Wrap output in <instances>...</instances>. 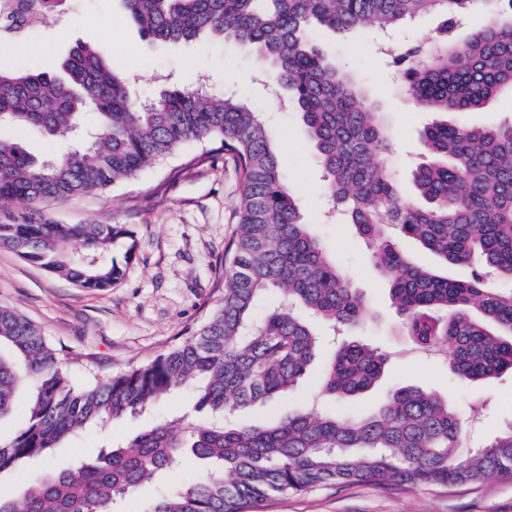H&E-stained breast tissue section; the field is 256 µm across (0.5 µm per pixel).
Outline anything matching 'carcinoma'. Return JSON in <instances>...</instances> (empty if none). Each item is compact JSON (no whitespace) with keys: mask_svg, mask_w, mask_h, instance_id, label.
I'll return each instance as SVG.
<instances>
[{"mask_svg":"<svg viewBox=\"0 0 512 512\" xmlns=\"http://www.w3.org/2000/svg\"><path fill=\"white\" fill-rule=\"evenodd\" d=\"M66 0H0V40L23 38L55 19ZM150 43L202 36L233 42L262 61L286 92L314 144L332 215L367 240L407 335L448 346L450 370L480 381L512 374V290L486 288L412 262L393 237L418 242L447 265H475L512 280V121L493 127L448 123L512 90V0H121ZM491 21L460 45H410L405 82L436 115L420 132L428 161L413 180L427 205L402 200L383 157L390 135L352 74L326 54L317 29L386 33L423 15L453 23L475 8ZM94 127L85 128L87 113ZM83 138L38 159L0 139V246L87 291L114 285L122 270L112 246L131 233L117 224H53L40 207L104 190L192 140L214 139L242 176L239 222L222 269L224 293L206 324L152 362L92 386L75 387L41 330L0 306V419L28 394L27 418L0 445V471L44 462L17 489L0 492V512H112L164 471L187 460L209 467L144 512H252L272 497L322 485L474 486L512 475V426L481 447L465 444L461 413L439 394L397 387L375 412L349 420L299 411L236 425L228 409L264 405L292 391L323 345L310 319L343 330L367 314L363 298L308 230L284 182L271 130L236 96L188 89L143 103L128 79L90 43L52 65L0 68V127ZM263 317L253 309L270 291ZM387 355L357 341L322 366L321 384L351 397L383 375ZM187 384L209 421L161 423L63 470L50 449L88 427H105L172 396Z\"/></svg>","mask_w":512,"mask_h":512,"instance_id":"carcinoma-1","label":"carcinoma"}]
</instances>
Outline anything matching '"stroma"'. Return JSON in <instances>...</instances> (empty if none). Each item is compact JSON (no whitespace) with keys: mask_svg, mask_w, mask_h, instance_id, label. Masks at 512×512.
Returning a JSON list of instances; mask_svg holds the SVG:
<instances>
[{"mask_svg":"<svg viewBox=\"0 0 512 512\" xmlns=\"http://www.w3.org/2000/svg\"><path fill=\"white\" fill-rule=\"evenodd\" d=\"M441 18L422 16L390 34L392 54L380 53L373 35L319 32L318 40L337 63L354 67L369 104L391 131L385 161L410 203L420 197L410 179L425 158L419 132L429 118L403 87L394 56L407 45L427 46L440 39ZM89 42L127 74L138 100H151L165 86L198 88L209 81L236 93L262 112L269 125L286 182L298 198L309 229L327 248L337 267L361 292L366 320L346 339L379 346L388 356L382 380L372 390L346 398L323 393L320 369L312 367L288 395L271 405L238 409L232 421L255 424L267 414L314 408L346 420L377 406L399 386L435 390L463 415H475L474 440L492 438L512 426V375L471 382L457 377L444 357L424 351L407 336L389 299V285L374 264L369 245L352 225L328 218L331 202L298 112L267 92L262 63L244 48L203 37L177 45H149L126 19L120 0H74L55 24L34 26L23 44L0 41V65L37 67ZM242 183L231 156L213 142L190 141L173 155L111 187L44 207L58 224H122L136 240L133 254L123 245L112 255L123 271L105 291H83L44 268L0 248V304L32 320L47 341L66 350L72 382L81 386L149 363L197 332L220 302L224 289L219 267L224 247L239 221ZM175 417L202 424L196 390L187 385L109 430L90 427L54 449L51 464L71 466L95 456L107 440L126 441L142 430ZM254 512H512V476L495 475L477 486L407 491L359 484L319 486L259 504Z\"/></svg>","mask_w":512,"mask_h":512,"instance_id":"obj_1","label":"stroma"}]
</instances>
